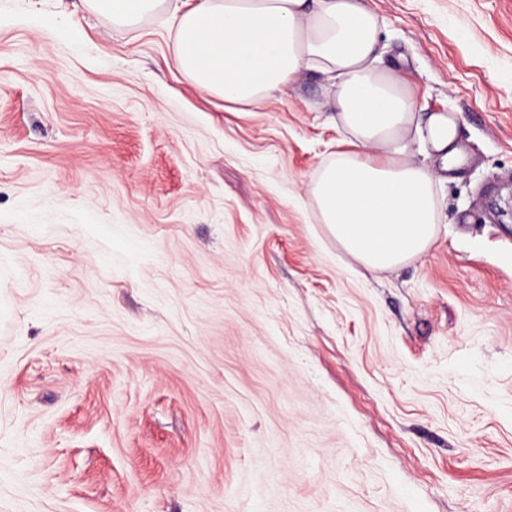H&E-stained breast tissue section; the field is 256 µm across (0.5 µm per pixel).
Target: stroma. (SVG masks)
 <instances>
[{"label": "stroma", "instance_id": "1", "mask_svg": "<svg viewBox=\"0 0 512 512\" xmlns=\"http://www.w3.org/2000/svg\"><path fill=\"white\" fill-rule=\"evenodd\" d=\"M367 2L468 158L384 272L322 75L228 109L164 15L0 0V512H512V0Z\"/></svg>", "mask_w": 512, "mask_h": 512}]
</instances>
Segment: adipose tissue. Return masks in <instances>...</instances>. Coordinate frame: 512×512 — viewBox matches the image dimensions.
I'll use <instances>...</instances> for the list:
<instances>
[{
  "label": "adipose tissue",
  "mask_w": 512,
  "mask_h": 512,
  "mask_svg": "<svg viewBox=\"0 0 512 512\" xmlns=\"http://www.w3.org/2000/svg\"><path fill=\"white\" fill-rule=\"evenodd\" d=\"M113 25L166 14L175 65L198 88L232 105L263 102L303 72L321 74L352 151L334 154L310 188L337 244L366 269L402 267L435 243L436 185L461 169L459 114L420 117L411 89L379 69V16L365 0H84ZM438 157L441 171L417 163Z\"/></svg>",
  "instance_id": "ef3b65f1"
}]
</instances>
